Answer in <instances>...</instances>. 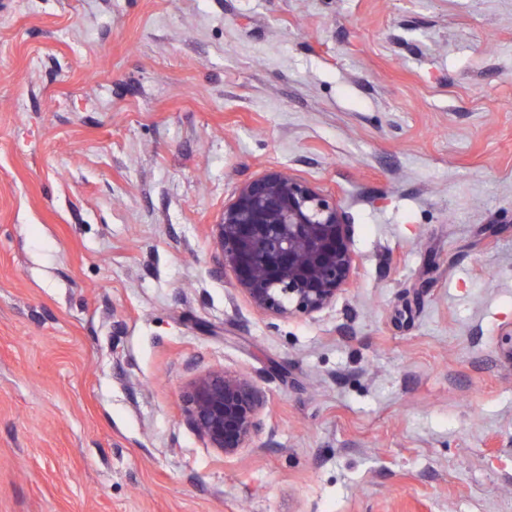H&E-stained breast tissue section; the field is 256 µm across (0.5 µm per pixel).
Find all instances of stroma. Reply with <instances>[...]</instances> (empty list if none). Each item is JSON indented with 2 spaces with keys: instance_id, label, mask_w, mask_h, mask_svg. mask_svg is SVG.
<instances>
[{
  "instance_id": "1",
  "label": "stroma",
  "mask_w": 512,
  "mask_h": 512,
  "mask_svg": "<svg viewBox=\"0 0 512 512\" xmlns=\"http://www.w3.org/2000/svg\"><path fill=\"white\" fill-rule=\"evenodd\" d=\"M271 167L355 226L312 317L218 265ZM511 330L512 0H0V512H512ZM265 399L247 373L213 370L196 376L184 394L187 423L207 448L232 458L262 430Z\"/></svg>"
}]
</instances>
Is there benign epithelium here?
<instances>
[{
  "mask_svg": "<svg viewBox=\"0 0 512 512\" xmlns=\"http://www.w3.org/2000/svg\"><path fill=\"white\" fill-rule=\"evenodd\" d=\"M354 225L335 198L281 169L240 184L215 225L222 269L261 314L312 317L352 286ZM265 399L247 373L213 370L184 394L187 423L226 458L262 430Z\"/></svg>",
  "mask_w": 512,
  "mask_h": 512,
  "instance_id": "benign-epithelium-1",
  "label": "benign epithelium"
}]
</instances>
